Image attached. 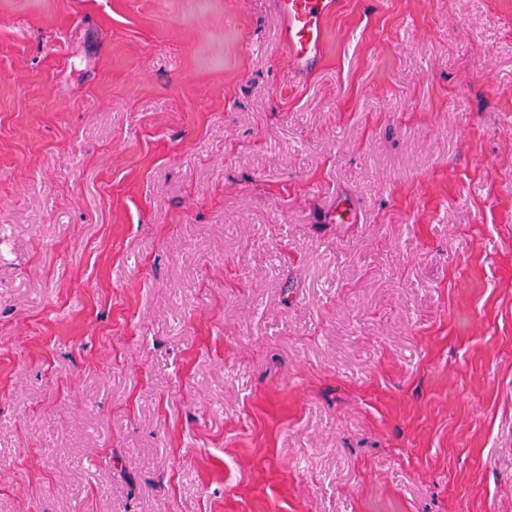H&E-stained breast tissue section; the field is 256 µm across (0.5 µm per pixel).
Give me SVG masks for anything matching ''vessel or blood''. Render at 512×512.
I'll list each match as a JSON object with an SVG mask.
<instances>
[{
	"mask_svg": "<svg viewBox=\"0 0 512 512\" xmlns=\"http://www.w3.org/2000/svg\"><path fill=\"white\" fill-rule=\"evenodd\" d=\"M341 0H278L283 19L281 49L294 74L312 72L326 52V24Z\"/></svg>",
	"mask_w": 512,
	"mask_h": 512,
	"instance_id": "vessel-or-blood-1",
	"label": "vessel or blood"
}]
</instances>
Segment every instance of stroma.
<instances>
[{
  "label": "stroma",
  "instance_id": "obj_1",
  "mask_svg": "<svg viewBox=\"0 0 512 512\" xmlns=\"http://www.w3.org/2000/svg\"><path fill=\"white\" fill-rule=\"evenodd\" d=\"M0 0V512H512V0ZM340 4V0H278L283 19L280 46L295 75L312 72L324 60L326 24Z\"/></svg>",
  "mask_w": 512,
  "mask_h": 512
}]
</instances>
